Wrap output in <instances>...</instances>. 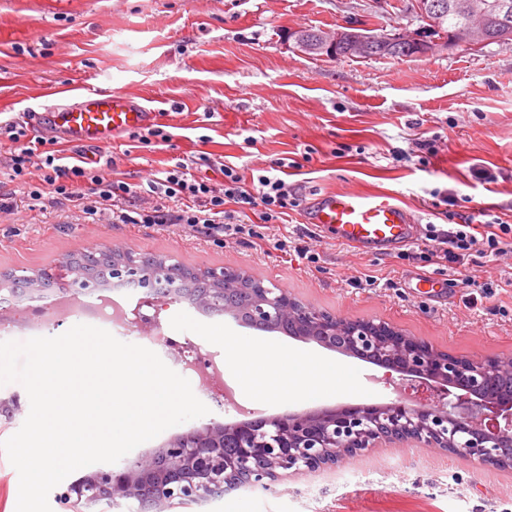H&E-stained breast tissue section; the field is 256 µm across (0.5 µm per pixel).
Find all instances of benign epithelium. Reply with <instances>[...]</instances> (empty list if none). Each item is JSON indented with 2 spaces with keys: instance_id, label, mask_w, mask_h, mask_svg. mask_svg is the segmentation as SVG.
Wrapping results in <instances>:
<instances>
[{
  "instance_id": "1",
  "label": "benign epithelium",
  "mask_w": 512,
  "mask_h": 512,
  "mask_svg": "<svg viewBox=\"0 0 512 512\" xmlns=\"http://www.w3.org/2000/svg\"><path fill=\"white\" fill-rule=\"evenodd\" d=\"M456 7L454 0H409V10L425 22L409 34L376 35L361 22H345L316 32L313 39L303 30L291 31L288 46L333 60L346 46L363 58L389 52L398 59L480 49L493 42L491 21L512 13V0H465L464 20L448 35L433 36ZM119 253L123 260L112 266V278L140 282L143 288L130 317L141 327L159 328L161 311L179 300L177 275L151 254ZM209 275L221 288L197 300L202 309L223 306L222 285L237 279L240 271L223 268ZM249 286L257 294L252 322L236 316L238 326L251 330L291 322L312 328L318 335L303 340L396 373L397 390L423 386L434 400L418 403L400 396L382 404L288 412L192 430L138 456L123 471L99 469L78 479L56 494L57 500L67 504L74 498L90 507L103 500L115 504L132 499L139 512H167L176 500L204 501L244 485L269 488L294 475L344 464L383 443L461 454L489 467L512 465V357L458 358L385 323L317 310L282 289L265 286L260 278L250 277ZM0 290L11 296L42 292L28 284V277L13 273L0 278ZM454 389L459 394L450 411L448 395Z\"/></svg>"
}]
</instances>
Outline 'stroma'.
Instances as JSON below:
<instances>
[{
	"label": "stroma",
	"instance_id": "stroma-1",
	"mask_svg": "<svg viewBox=\"0 0 512 512\" xmlns=\"http://www.w3.org/2000/svg\"><path fill=\"white\" fill-rule=\"evenodd\" d=\"M375 13L387 31L419 26L409 11L378 12L375 0H0V124L42 111L48 87L84 81L158 110L171 137L153 151L134 147L126 134L108 147L128 182L182 158L199 175L216 161L248 172L283 159L303 205L288 225L266 228V237L304 234L307 203L328 191L393 194L419 224L409 244L389 252L310 240L320 255L311 264L245 235L106 217L80 224L72 212L36 204L0 214V272L53 270L68 254L116 246L201 269H240L308 306L386 323L457 357L512 356V248L471 252L455 269L426 252L427 225L450 230L481 210L512 222V44L336 61L298 54L286 42L293 30ZM436 191L446 209L433 207ZM418 273L445 280L446 296L419 288ZM161 324L163 335L216 362L217 390L231 385L261 416L396 397L373 364L248 330L184 301L172 303ZM220 331L333 364L330 390L251 394L214 338ZM204 403L207 415L165 430L136 454L238 418L217 391ZM174 512H512V469L430 448H373L336 470L241 488Z\"/></svg>",
	"mask_w": 512,
	"mask_h": 512
}]
</instances>
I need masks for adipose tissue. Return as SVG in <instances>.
<instances>
[{
    "label": "adipose tissue",
    "instance_id": "ef3b65f1",
    "mask_svg": "<svg viewBox=\"0 0 512 512\" xmlns=\"http://www.w3.org/2000/svg\"><path fill=\"white\" fill-rule=\"evenodd\" d=\"M225 354L229 363L241 365L248 390L258 396L305 395L329 385L330 366L283 347L253 352L238 339L226 342Z\"/></svg>",
    "mask_w": 512,
    "mask_h": 512
}]
</instances>
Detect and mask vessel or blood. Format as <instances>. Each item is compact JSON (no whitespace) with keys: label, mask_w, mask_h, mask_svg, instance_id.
Segmentation results:
<instances>
[{"label":"vessel or blood","mask_w":512,"mask_h":512,"mask_svg":"<svg viewBox=\"0 0 512 512\" xmlns=\"http://www.w3.org/2000/svg\"><path fill=\"white\" fill-rule=\"evenodd\" d=\"M156 116L130 95L86 83L54 90L50 104L32 121L57 130L65 143L94 157L121 134L151 126ZM308 222L316 233L334 232L337 243L380 251L407 245L416 227L412 213L395 197L345 191L317 197Z\"/></svg>","instance_id":"1"}]
</instances>
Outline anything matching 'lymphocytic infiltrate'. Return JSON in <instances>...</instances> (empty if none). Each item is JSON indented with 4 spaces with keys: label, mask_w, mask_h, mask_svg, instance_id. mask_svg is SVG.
<instances>
[{
    "label": "lymphocytic infiltrate",
    "mask_w": 512,
    "mask_h": 512,
    "mask_svg": "<svg viewBox=\"0 0 512 512\" xmlns=\"http://www.w3.org/2000/svg\"><path fill=\"white\" fill-rule=\"evenodd\" d=\"M0 130L12 144L9 163L14 177L24 176L39 156L38 146L29 140L23 123L13 121ZM43 159L50 171L42 184L29 188L28 197L52 208L72 206L88 219L106 214L116 224H178L193 232L231 236L258 224L287 223L290 211L300 205L295 187L284 179L274 174L248 178L229 163L220 164L217 181L195 177L179 161L142 185L105 177L94 161L69 166L58 163L53 151ZM86 181L93 186L88 194L82 191ZM462 221V227L452 231L428 228L429 240L437 244L436 257L452 266L463 263L466 250L484 244L495 252L512 235V225L497 216L485 221L491 232L481 237L471 231L480 221L477 215L463 216Z\"/></svg>",
    "instance_id": "f902f5d3"
}]
</instances>
